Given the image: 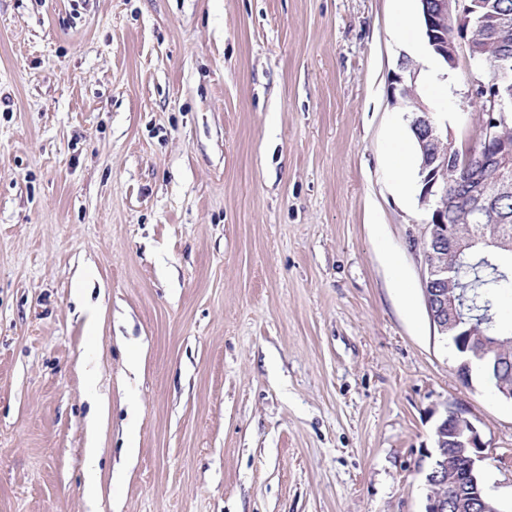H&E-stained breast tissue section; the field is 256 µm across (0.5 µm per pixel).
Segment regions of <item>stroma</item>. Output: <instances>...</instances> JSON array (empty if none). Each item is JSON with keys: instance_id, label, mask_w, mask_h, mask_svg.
<instances>
[{"instance_id": "35a3bbf8", "label": "stroma", "mask_w": 512, "mask_h": 512, "mask_svg": "<svg viewBox=\"0 0 512 512\" xmlns=\"http://www.w3.org/2000/svg\"><path fill=\"white\" fill-rule=\"evenodd\" d=\"M402 7L0 0V512H425L451 405L512 512V402L425 302ZM484 77L417 86L458 146Z\"/></svg>"}]
</instances>
